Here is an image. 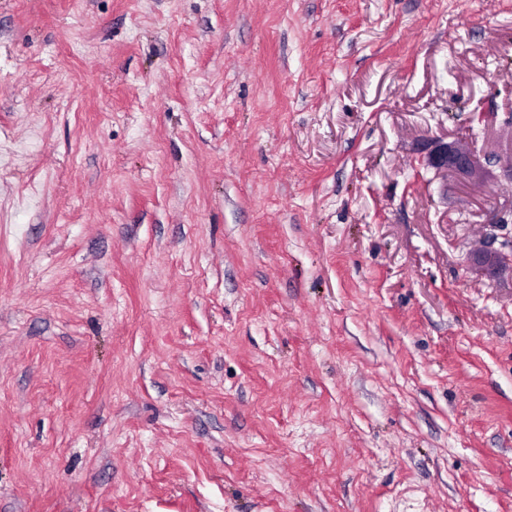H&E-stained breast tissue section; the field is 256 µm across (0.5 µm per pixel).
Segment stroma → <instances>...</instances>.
<instances>
[{
  "label": "stroma",
  "instance_id": "stroma-1",
  "mask_svg": "<svg viewBox=\"0 0 512 512\" xmlns=\"http://www.w3.org/2000/svg\"><path fill=\"white\" fill-rule=\"evenodd\" d=\"M443 134L512 143V0H0V512H512ZM414 167L418 172L421 169L448 170V142L437 140L433 148L426 154L420 153L414 160Z\"/></svg>",
  "mask_w": 512,
  "mask_h": 512
}]
</instances>
